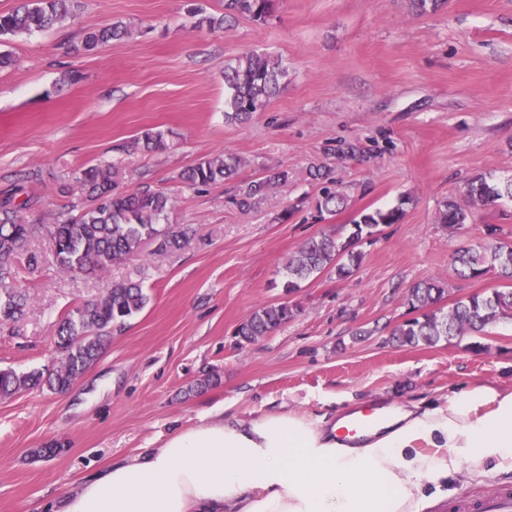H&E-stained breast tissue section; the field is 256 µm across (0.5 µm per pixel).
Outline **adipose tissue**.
Masks as SVG:
<instances>
[{"mask_svg":"<svg viewBox=\"0 0 512 512\" xmlns=\"http://www.w3.org/2000/svg\"><path fill=\"white\" fill-rule=\"evenodd\" d=\"M447 400L400 408L356 445L293 414L203 419L109 464L61 512H426L450 477L512 473V393Z\"/></svg>","mask_w":512,"mask_h":512,"instance_id":"1","label":"adipose tissue"}]
</instances>
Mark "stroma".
Listing matches in <instances>:
<instances>
[{"instance_id": "1", "label": "stroma", "mask_w": 512, "mask_h": 512, "mask_svg": "<svg viewBox=\"0 0 512 512\" xmlns=\"http://www.w3.org/2000/svg\"><path fill=\"white\" fill-rule=\"evenodd\" d=\"M196 6L216 14L224 0H79L55 29L9 45L17 64L0 71V192L26 181L25 220L53 223L80 198L60 194V182L105 160L123 169V190L171 195L169 221L189 233L180 248L148 243L101 274L57 271L46 233L31 238L44 262L18 270L26 306L0 325V368L50 369L57 320L114 282L141 281L150 301L68 391L0 401V512H60L65 493L106 465L204 417L333 421L381 405L425 408L475 384L512 392L510 320L482 336L480 352L469 335L387 342L412 317L407 294L419 281L444 282L445 308L512 286L493 271L461 278L452 260L459 246L512 242V200L474 209L452 234L437 222L442 202L463 199L473 179L512 178V0H442L423 15L409 0H278L266 20L240 16L223 30L195 27ZM119 21L130 39L70 52L85 31ZM250 50L282 61L286 87L249 123H228L224 68ZM68 71L76 83L62 84ZM148 129L168 132L169 148L145 151ZM346 144L360 158L342 157ZM220 152L245 161L234 183L182 182ZM314 165L345 197L336 214L317 209ZM271 167L287 182L254 208L230 204L234 184ZM400 203L403 219L361 245L352 276L327 270L284 294L288 258L304 241ZM285 298L298 315L240 343L238 326ZM207 376L212 384L195 390ZM51 444L58 453L42 454Z\"/></svg>"}]
</instances>
